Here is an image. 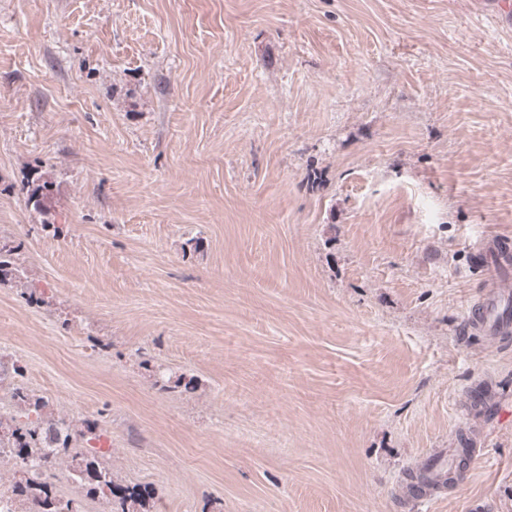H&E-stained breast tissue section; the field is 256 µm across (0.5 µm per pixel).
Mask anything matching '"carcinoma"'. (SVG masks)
I'll return each instance as SVG.
<instances>
[{"mask_svg":"<svg viewBox=\"0 0 512 512\" xmlns=\"http://www.w3.org/2000/svg\"><path fill=\"white\" fill-rule=\"evenodd\" d=\"M12 399L20 407L25 421L9 425L0 424V459L8 457L17 462L29 461L22 468L23 478L13 486L18 500L28 501L33 512H78L76 505L58 498L47 471L62 456H72V475L86 494L104 498L113 506L110 512H150L151 492L139 487H122L115 483L111 470L103 462L105 452L93 448L71 455L77 435H94L97 424L83 422L76 430L65 419H49L44 414L47 403L21 387L12 392Z\"/></svg>","mask_w":512,"mask_h":512,"instance_id":"carcinoma-1","label":"carcinoma"}]
</instances>
